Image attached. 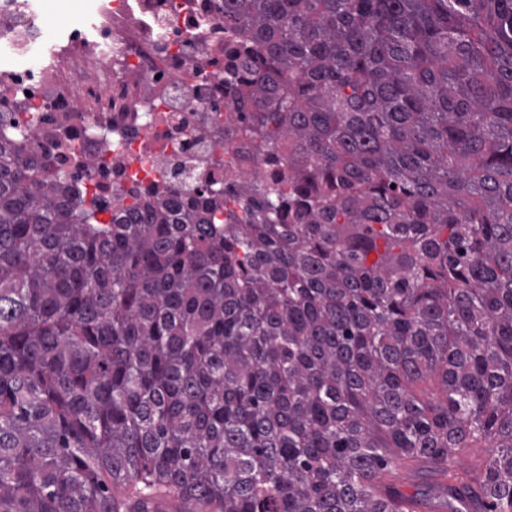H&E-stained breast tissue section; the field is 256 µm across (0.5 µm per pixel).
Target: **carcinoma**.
I'll list each match as a JSON object with an SVG mask.
<instances>
[{"mask_svg": "<svg viewBox=\"0 0 512 512\" xmlns=\"http://www.w3.org/2000/svg\"><path fill=\"white\" fill-rule=\"evenodd\" d=\"M224 25L239 132L287 149L244 206L103 222L0 134V512H512V0ZM493 448H489L488 443L479 442L474 448H465L457 457V466L461 471L478 470L492 455ZM390 479L401 489L412 492L415 488H425L426 477L416 465H398L392 468Z\"/></svg>", "mask_w": 512, "mask_h": 512, "instance_id": "1", "label": "carcinoma"}]
</instances>
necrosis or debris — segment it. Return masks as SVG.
I'll return each instance as SVG.
<instances>
[{
  "instance_id": "1",
  "label": "necrosis or debris",
  "mask_w": 512,
  "mask_h": 512,
  "mask_svg": "<svg viewBox=\"0 0 512 512\" xmlns=\"http://www.w3.org/2000/svg\"><path fill=\"white\" fill-rule=\"evenodd\" d=\"M35 0H0V110L33 164L86 189L102 216L165 190L243 197L277 165L225 139L240 105L224 82L223 0H94L45 36Z\"/></svg>"
}]
</instances>
